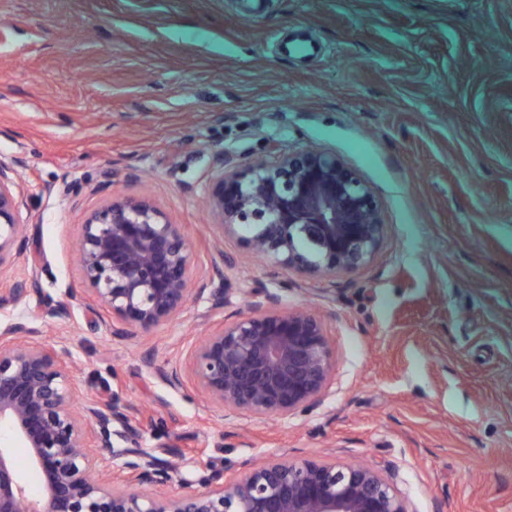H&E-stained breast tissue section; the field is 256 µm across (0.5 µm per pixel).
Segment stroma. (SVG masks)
<instances>
[{
	"label": "stroma",
	"mask_w": 512,
	"mask_h": 512,
	"mask_svg": "<svg viewBox=\"0 0 512 512\" xmlns=\"http://www.w3.org/2000/svg\"><path fill=\"white\" fill-rule=\"evenodd\" d=\"M300 33L319 53L285 49ZM273 142L336 155L370 186L386 224L372 263L309 279L221 236L213 154ZM17 156L28 245L0 270V324L24 314L67 346L77 399L109 382L144 447L197 470L364 462L411 512H512V0H0V161ZM118 193L181 226L199 277L284 281L285 305L321 315L335 379L320 406L223 414L160 379L207 301L132 338L94 317L77 236ZM48 299L69 317L40 315Z\"/></svg>",
	"instance_id": "35a3bbf8"
}]
</instances>
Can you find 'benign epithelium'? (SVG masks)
<instances>
[{
  "mask_svg": "<svg viewBox=\"0 0 512 512\" xmlns=\"http://www.w3.org/2000/svg\"><path fill=\"white\" fill-rule=\"evenodd\" d=\"M213 163L206 197L216 226L268 266L318 278L354 272L382 248L372 190L336 156L274 144L267 158L241 164L224 150ZM22 165L0 161V269L26 251ZM77 250L86 291L112 314L116 337L169 323L204 297L212 311L229 302L224 279L198 278L191 240L147 198L115 195L92 211ZM238 297L245 311L232 320L204 315L206 333L184 368L159 376L181 387L185 370L210 405L249 417L320 403L334 379L322 317L282 307L267 288H240ZM36 336L27 320L0 326V512H411L391 481L365 465L282 456L234 473L210 465L199 476L177 449L161 457L143 447L119 395L76 403L70 351ZM18 443L39 479L35 496Z\"/></svg>",
  "mask_w": 512,
  "mask_h": 512,
  "instance_id": "1",
  "label": "benign epithelium"
}]
</instances>
